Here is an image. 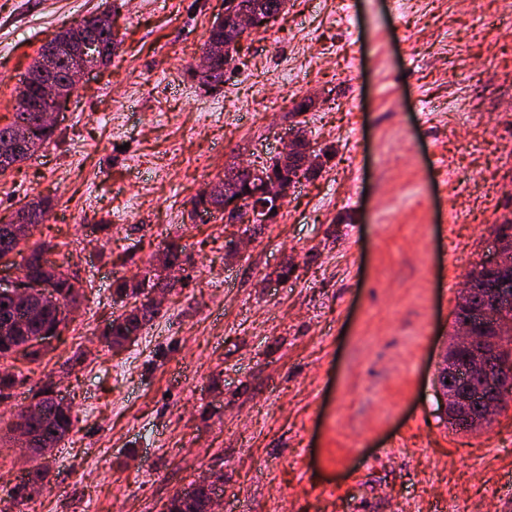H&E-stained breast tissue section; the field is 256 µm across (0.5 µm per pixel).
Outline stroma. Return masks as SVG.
I'll use <instances>...</instances> for the list:
<instances>
[{"label":"stroma","instance_id":"stroma-1","mask_svg":"<svg viewBox=\"0 0 512 512\" xmlns=\"http://www.w3.org/2000/svg\"><path fill=\"white\" fill-rule=\"evenodd\" d=\"M106 0H0V125L59 27ZM224 0H123L109 65L54 143L0 175V218L83 288L6 402L53 378L77 421L31 512H164L206 473L216 512H512V397L452 430L436 390L468 274L512 221L507 0H288L213 88L191 76ZM469 102L465 115L448 103ZM330 153L275 223L188 218L293 126ZM181 281L120 349L98 335L169 243Z\"/></svg>","mask_w":512,"mask_h":512}]
</instances>
